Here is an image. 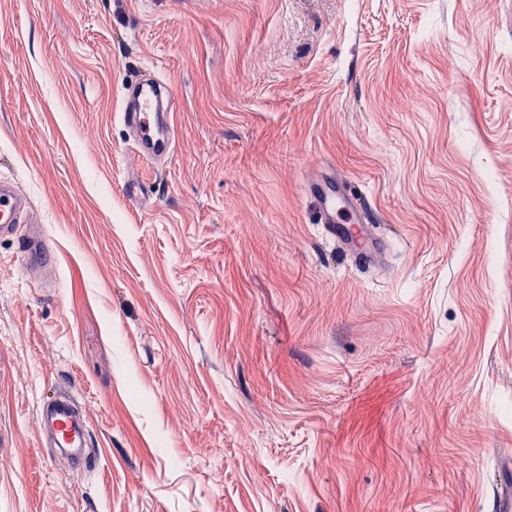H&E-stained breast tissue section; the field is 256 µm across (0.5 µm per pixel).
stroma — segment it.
I'll return each mask as SVG.
<instances>
[{"label": "stroma", "mask_w": 512, "mask_h": 512, "mask_svg": "<svg viewBox=\"0 0 512 512\" xmlns=\"http://www.w3.org/2000/svg\"><path fill=\"white\" fill-rule=\"evenodd\" d=\"M151 65L161 165L118 119ZM1 178L52 255L0 238V512H496L512 0H0ZM61 391L96 465L41 442ZM174 107L170 85L152 68L123 82L119 119L128 132L135 157L159 162L172 155ZM348 192L336 199L330 188L320 190V224L358 265L365 268L377 266L388 245L374 234L371 224L359 223L357 215L362 209L358 205L351 208L350 199L355 198V192Z\"/></svg>", "instance_id": "stroma-1"}]
</instances>
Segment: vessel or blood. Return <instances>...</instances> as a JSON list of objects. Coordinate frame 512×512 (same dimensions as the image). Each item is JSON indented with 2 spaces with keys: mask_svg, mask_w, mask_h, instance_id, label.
<instances>
[{
  "mask_svg": "<svg viewBox=\"0 0 512 512\" xmlns=\"http://www.w3.org/2000/svg\"><path fill=\"white\" fill-rule=\"evenodd\" d=\"M174 95L170 85L154 69L148 68L123 82L119 119L128 132V141L137 158L159 162L168 159L174 149L171 114ZM320 223L341 248L360 266H377L388 246L377 237L371 225L360 223V207L350 204V194L320 191ZM28 217V203L15 187L0 181V238L20 236L25 254L35 265L49 257L50 250L39 234H19L18 226ZM40 432L48 446L64 451H82L90 443L86 419L74 402L65 396L44 405Z\"/></svg>",
  "mask_w": 512,
  "mask_h": 512,
  "instance_id": "vessel-or-blood-1",
  "label": "vessel or blood"
}]
</instances>
